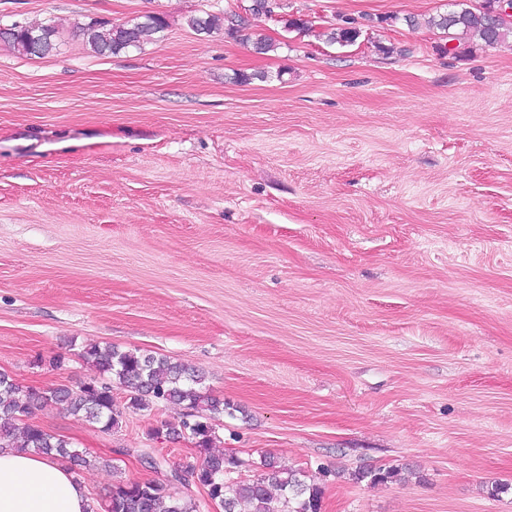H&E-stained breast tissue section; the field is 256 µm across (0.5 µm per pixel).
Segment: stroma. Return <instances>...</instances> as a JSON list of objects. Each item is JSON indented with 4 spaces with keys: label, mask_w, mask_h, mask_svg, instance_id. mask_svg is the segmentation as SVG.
<instances>
[{
    "label": "stroma",
    "mask_w": 512,
    "mask_h": 512,
    "mask_svg": "<svg viewBox=\"0 0 512 512\" xmlns=\"http://www.w3.org/2000/svg\"><path fill=\"white\" fill-rule=\"evenodd\" d=\"M448 2L286 0L314 30L260 18V54L187 25L250 0H0V26L64 29L45 58L0 42V372L52 388L98 378L87 345L166 356L228 404L235 479L268 454L322 512H512V41L452 53L404 22ZM147 11L167 29L117 57L71 31ZM113 396L108 433L32 417L97 458L93 504L197 456L153 436L181 405ZM375 467L397 476L350 478Z\"/></svg>",
    "instance_id": "1"
}]
</instances>
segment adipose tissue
<instances>
[{
  "label": "adipose tissue",
  "mask_w": 512,
  "mask_h": 512,
  "mask_svg": "<svg viewBox=\"0 0 512 512\" xmlns=\"http://www.w3.org/2000/svg\"><path fill=\"white\" fill-rule=\"evenodd\" d=\"M83 484L55 461L15 448L0 450V512H86Z\"/></svg>",
  "instance_id": "1"
}]
</instances>
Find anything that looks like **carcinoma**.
<instances>
[{"instance_id":"obj_1","label":"carcinoma","mask_w":512,"mask_h":512,"mask_svg":"<svg viewBox=\"0 0 512 512\" xmlns=\"http://www.w3.org/2000/svg\"><path fill=\"white\" fill-rule=\"evenodd\" d=\"M489 4L491 0H482L478 7L450 3L448 10L432 16L428 24L450 35H470L493 47L512 38V22L499 21ZM283 8L280 0H251L249 13L271 19ZM188 25L198 35L209 36L221 29L233 34L249 26V16L205 12L189 17ZM167 26L163 15L149 13L120 23L92 20L78 23L75 28L94 54L117 56L154 41ZM360 35L361 28L348 22L331 29L328 40L346 46L354 44ZM59 37V28L51 23H15L0 35L14 52L29 58L52 55ZM79 357L93 364L103 379L41 390L24 388L0 372V448L44 454L66 464L72 474H78L91 466L92 460L72 448L64 436L32 422L31 417L39 408L61 404L70 414L110 432L122 415L112 394L117 385L131 389L129 409L144 410L155 404L175 402L188 410L179 426L169 423L167 429L172 435L187 434L194 441L198 456L172 471L174 481H193L212 489L224 512H320L323 488L301 471L279 467L271 457L265 456L253 464L254 474L247 480L229 477L240 461L211 450L212 421L224 413V402L203 391L204 376L196 367L167 357L122 352L112 346L91 345L83 348ZM391 478L393 472L381 468L354 474V480H366L373 485ZM103 512H200V505L171 493L166 483L120 481L112 487Z\"/></svg>"}]
</instances>
